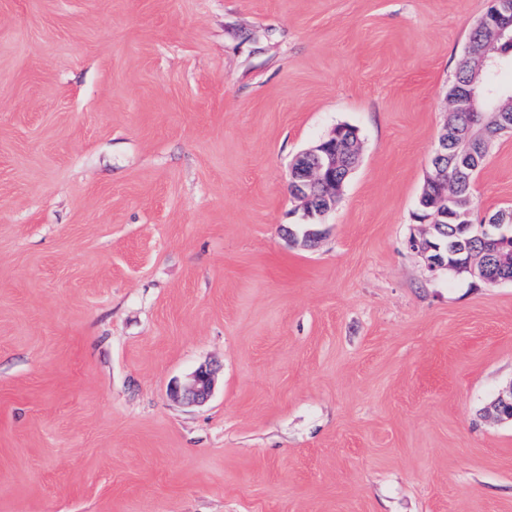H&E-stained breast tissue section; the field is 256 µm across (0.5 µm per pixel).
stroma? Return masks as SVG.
Returning <instances> with one entry per match:
<instances>
[{
  "instance_id": "35a3bbf8",
  "label": "stroma",
  "mask_w": 512,
  "mask_h": 512,
  "mask_svg": "<svg viewBox=\"0 0 512 512\" xmlns=\"http://www.w3.org/2000/svg\"><path fill=\"white\" fill-rule=\"evenodd\" d=\"M487 7L0 0V512H512V282L408 248ZM473 197L512 208V136ZM358 144L357 129L340 125L326 139L295 156L289 186L303 202L307 217L323 216L335 207L336 194L359 162ZM409 247L424 259L427 268L434 275L447 270L457 274L478 275L479 278L485 282L483 276L484 268L481 259L470 258L465 261L449 262L447 254L441 252L440 249L428 245H421L419 239L416 238L409 241ZM182 397L192 404H202L208 400L212 393V375L206 368L198 369L192 381L183 389L175 388Z\"/></svg>"
}]
</instances>
